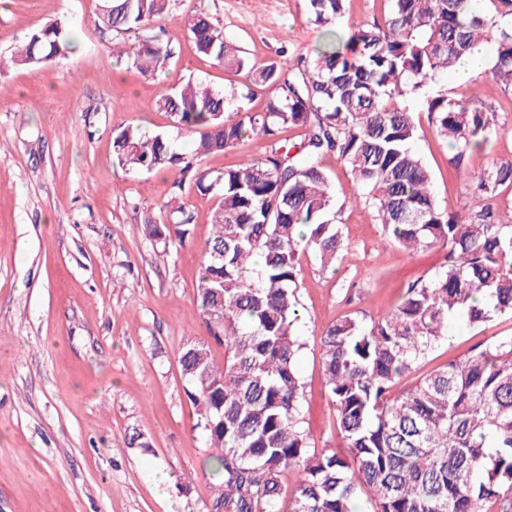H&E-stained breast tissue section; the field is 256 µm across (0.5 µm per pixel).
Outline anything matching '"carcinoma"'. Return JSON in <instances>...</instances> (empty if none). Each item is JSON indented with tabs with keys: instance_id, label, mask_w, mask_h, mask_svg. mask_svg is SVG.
Masks as SVG:
<instances>
[{
	"instance_id": "cac0c4a2",
	"label": "carcinoma",
	"mask_w": 512,
	"mask_h": 512,
	"mask_svg": "<svg viewBox=\"0 0 512 512\" xmlns=\"http://www.w3.org/2000/svg\"><path fill=\"white\" fill-rule=\"evenodd\" d=\"M177 0H97L100 34H135L130 65L154 76L173 51L153 23ZM314 24L330 26L345 0H307ZM382 24L330 37L315 56H290L251 70L250 83L216 90L198 81L163 93L151 108L169 115L176 135L138 127L113 131V159L126 172L172 170L213 195L196 298L208 335L224 346L218 364L206 345L179 356L196 427L215 449L220 476L211 512H512V336L479 345L461 360L419 373L428 352L448 339V319L473 326L512 316V225L489 201L512 185V160L470 175L471 196L441 210L429 169L414 152L416 124L400 100L426 97L454 169L496 129L495 112L430 91L479 45L493 46V79L512 90V0H386ZM199 54L226 72L248 67L241 48L205 12L185 19ZM69 25L28 32L14 66H41L67 55ZM267 94L266 107L249 104ZM303 130L298 143L280 134ZM193 142L189 152L176 144ZM264 154L238 167L205 169L210 154L245 140ZM335 157L366 193L387 240L406 251L440 246L443 265L409 286L383 318L344 315L322 331L324 389L347 453L311 446L302 426L303 348L297 257L311 250L327 267L343 241L329 216L336 199L324 160ZM161 219L141 225L156 242L184 241L193 216L171 198ZM298 475L282 498L281 474Z\"/></svg>"
}]
</instances>
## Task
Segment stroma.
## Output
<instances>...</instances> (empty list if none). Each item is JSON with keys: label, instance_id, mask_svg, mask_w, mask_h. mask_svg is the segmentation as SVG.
<instances>
[{"label": "stroma", "instance_id": "35a3bbf8", "mask_svg": "<svg viewBox=\"0 0 512 512\" xmlns=\"http://www.w3.org/2000/svg\"><path fill=\"white\" fill-rule=\"evenodd\" d=\"M208 12L250 65L281 50L311 54L323 30L306 0H177L161 23L175 54L157 77L129 65L95 26L93 0H8L0 7V512H209L217 477L196 426L179 354L210 343L196 303L202 246L215 199L184 185L194 214L183 243L163 246L138 227L173 193L169 171L126 173L112 156V132L126 125L167 131L151 110L165 89L201 80L224 89L247 72H224L199 56L185 27ZM67 21L75 49L44 66L8 59L30 30ZM450 98L480 94L498 111L497 132L456 172L423 98L403 104L417 127L414 149L429 168L442 209L459 210L470 171L512 159V91L490 75L477 82L440 76ZM344 242L336 270L299 255L298 295L305 345L303 427L318 449L341 450L324 393L319 336L343 314L384 317L409 285L443 263L441 248L407 253L387 243L372 208L352 204L343 163L325 161ZM512 336V318L474 327L448 322V340L423 362L429 371L478 344Z\"/></svg>", "mask_w": 512, "mask_h": 512}]
</instances>
